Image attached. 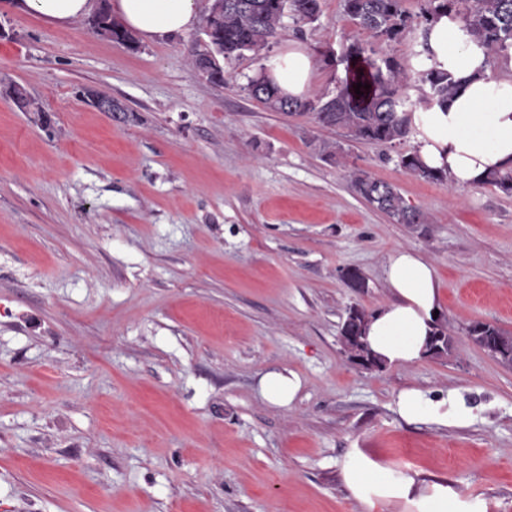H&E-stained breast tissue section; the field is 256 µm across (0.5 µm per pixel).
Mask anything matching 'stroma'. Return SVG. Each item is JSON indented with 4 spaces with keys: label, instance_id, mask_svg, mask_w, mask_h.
Segmentation results:
<instances>
[{
    "label": "stroma",
    "instance_id": "stroma-1",
    "mask_svg": "<svg viewBox=\"0 0 512 512\" xmlns=\"http://www.w3.org/2000/svg\"><path fill=\"white\" fill-rule=\"evenodd\" d=\"M199 35L132 50L89 18L53 26L0 0V81L46 110L0 97V512H365L342 480L354 449L512 512V367L465 332L512 334V194L426 181L399 164L413 141L357 143L246 94L288 40H366L342 0L227 63L221 85L189 63ZM354 167L429 223H392L350 189ZM401 247L437 269L451 351L366 370L340 328L390 301ZM270 372L299 378L292 403L264 397ZM405 388L477 410L409 424Z\"/></svg>",
    "mask_w": 512,
    "mask_h": 512
}]
</instances>
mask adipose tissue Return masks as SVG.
Segmentation results:
<instances>
[{
    "mask_svg": "<svg viewBox=\"0 0 512 512\" xmlns=\"http://www.w3.org/2000/svg\"><path fill=\"white\" fill-rule=\"evenodd\" d=\"M19 14H31L59 26L88 15L93 0H10ZM111 11L146 41H158L193 29L201 0H112ZM425 57L447 71L461 86L447 105L433 104L410 114L415 149L422 163L446 171L458 187L482 183L492 172L512 171V81L488 77L486 52L462 28L455 15L444 14L429 24ZM319 60L303 43L289 41L268 64L269 78L289 96H307ZM385 281L393 299L367 320L368 349L387 366H407L428 355L427 341L435 329L440 288L433 264L413 249L390 258ZM401 419L461 426L474 408L457 391L431 396L418 389L401 390L396 398ZM352 497L369 512L394 501L416 512H485L479 499L441 484H425L412 474H393L362 452L351 451L342 469Z\"/></svg>",
    "mask_w": 512,
    "mask_h": 512,
    "instance_id": "adipose-tissue-1",
    "label": "adipose tissue"
}]
</instances>
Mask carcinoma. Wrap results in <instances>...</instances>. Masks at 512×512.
Segmentation results:
<instances>
[{
  "mask_svg": "<svg viewBox=\"0 0 512 512\" xmlns=\"http://www.w3.org/2000/svg\"><path fill=\"white\" fill-rule=\"evenodd\" d=\"M344 11L360 29L377 40H394L417 28L425 29L441 13L454 12L463 27L487 49L489 60L506 57L512 49V0H421L417 15H410L403 0H343ZM320 0H212L203 19L210 22L208 44L196 43L191 63L198 70L213 45L223 51V60H231L246 52L259 54L272 48L283 29L284 18L296 24H311L319 19ZM95 31L113 42L133 39L129 30L116 21L109 10L101 8L96 15ZM344 59L349 72L335 90H324L303 99L283 94L261 68L247 81V95L262 103L269 111L287 116H307L317 126L347 130L351 140L393 146L413 136L409 112L416 106L437 101L444 104L458 90L459 83L445 71L428 67L421 61L422 52L413 53L403 62L384 56L374 57V50L361 42L347 47ZM369 84L370 89L356 84ZM418 92L411 99L410 90ZM315 149L327 161L344 158L343 147L336 142H320ZM400 164L412 174L431 182H448L445 174L426 168L416 153L400 156ZM351 188L384 213L395 224H428L429 217L408 205L398 189L356 170L348 172ZM484 183L500 191L512 193V172L492 173ZM488 336L512 349V335L485 323L471 333V340L481 346Z\"/></svg>",
  "mask_w": 512,
  "mask_h": 512,
  "instance_id": "cac0c4a2",
  "label": "carcinoma"
}]
</instances>
